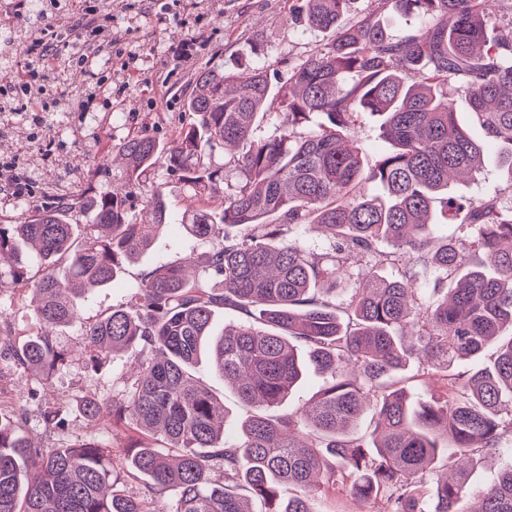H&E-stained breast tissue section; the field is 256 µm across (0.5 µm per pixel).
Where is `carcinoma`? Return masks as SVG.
Wrapping results in <instances>:
<instances>
[{"label": "carcinoma", "mask_w": 512, "mask_h": 512, "mask_svg": "<svg viewBox=\"0 0 512 512\" xmlns=\"http://www.w3.org/2000/svg\"><path fill=\"white\" fill-rule=\"evenodd\" d=\"M351 2L302 0L305 27L331 40L284 74L199 70L170 145L133 135L112 146L127 195L91 181L22 224H0V255L12 256L15 283L40 296L42 329L15 350L0 319V360L45 391L67 363L57 328L81 326L95 369L131 352L136 370L122 390L84 401L83 412L127 428L130 466L145 480L142 498L125 496L95 439L34 447L24 414L0 413V512H254L251 501L259 512H319L315 500L336 495L374 499L380 512H512V414L502 415L512 406V204L448 196L450 180L480 172L489 142L506 147L500 164L512 173V20L491 41L490 0H395L417 24L394 39L369 16L342 24ZM458 77L485 142L448 99ZM359 110L382 117L392 146L370 167L347 141ZM271 117L279 134L256 135ZM228 145L239 147L234 184L229 163L215 161ZM161 153L192 199L182 228L209 246L188 267L145 273L128 306L86 319L85 296L169 224L171 202L150 180ZM369 183L382 194L366 192ZM437 204L457 226L443 241L429 229ZM312 225L330 251L308 248ZM28 248L43 267L36 280L23 272ZM385 264L394 276L377 274ZM344 284L343 307L333 296ZM225 308L240 319L214 335ZM492 345L491 363L448 372ZM206 350L250 409L232 435L225 406L193 381ZM416 355L437 371L434 394L417 402L398 380ZM308 368L323 377L315 398L302 413H273ZM368 415L374 428L358 432ZM40 418L65 430L61 404L45 403ZM494 456L503 467L472 511V469ZM30 467L39 477L26 482Z\"/></svg>", "instance_id": "1"}]
</instances>
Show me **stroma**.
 Listing matches in <instances>:
<instances>
[{
    "label": "stroma",
    "mask_w": 512,
    "mask_h": 512,
    "mask_svg": "<svg viewBox=\"0 0 512 512\" xmlns=\"http://www.w3.org/2000/svg\"><path fill=\"white\" fill-rule=\"evenodd\" d=\"M298 0H96L95 16L102 34L78 28L77 0H28L16 10L12 0H0V32L9 34L12 48L0 51V164L14 162L28 177V189L17 195L6 178H0V224H17L35 210L50 206L61 194H72L94 179L104 190L123 195L128 187L120 165L99 172L95 166L112 145L135 133L170 141L184 120L182 99L194 87L196 73L204 67L223 66L225 74L254 63L269 70H284L306 60L326 44V32L305 30L291 16ZM47 15L55 32L80 44H98L91 65L60 64L43 73L41 98L50 107L42 125H34L6 81L22 60L24 43L37 14ZM369 15L383 23L390 34L402 36L406 20L392 0H354L343 23ZM191 43V52L175 58L174 51ZM381 119L359 113L351 132L357 139L365 165H372L390 145L381 136ZM451 196L481 199L497 195L512 198V175L497 163L496 148H488L479 175L448 185ZM203 243L188 236L181 224H169L151 248L125 264L110 287L85 297L88 316L110 312L127 304L141 275L156 266L180 262ZM31 291L4 285L0 311L15 332V341L38 336ZM57 344L68 356L67 365L53 379L54 397L70 402L84 397L100 399L122 388L130 374L121 358L100 370L86 365L84 339L78 328H59ZM196 381L208 386L224 402L226 433H234L248 413L224 380L200 364ZM27 437L38 445H52L60 438H95L116 460L112 479L124 494L142 496V483L125 473L119 459L128 442L125 432L113 429L109 420L87 421L70 411L65 434L45 428L37 405L29 407Z\"/></svg>",
    "instance_id": "stroma-1"
}]
</instances>
